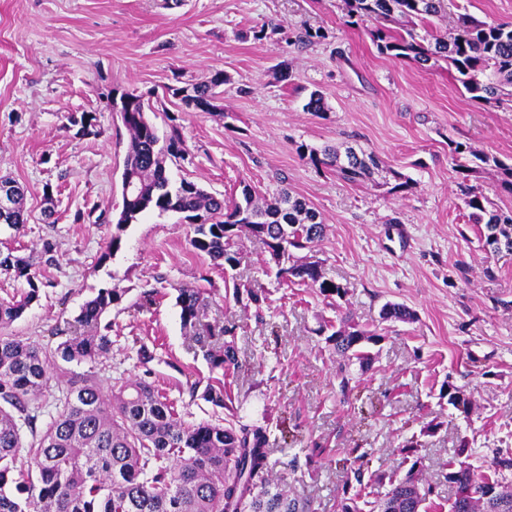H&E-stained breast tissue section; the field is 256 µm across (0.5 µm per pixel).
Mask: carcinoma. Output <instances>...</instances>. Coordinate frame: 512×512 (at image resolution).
Listing matches in <instances>:
<instances>
[{"label":"carcinoma","mask_w":512,"mask_h":512,"mask_svg":"<svg viewBox=\"0 0 512 512\" xmlns=\"http://www.w3.org/2000/svg\"><path fill=\"white\" fill-rule=\"evenodd\" d=\"M345 24H373L372 41L382 54L408 59L425 69L448 62L454 79L470 99L487 104L512 98V27L457 15L447 35L435 22L448 19L452 0H342ZM226 82L220 73L192 85L183 97L186 103L220 109L216 88ZM123 122L130 134L123 175L133 178L135 194L122 199L108 251L120 248V232L141 214L156 210L188 216L200 215L203 224L193 225L190 246L218 266L230 270L240 265L241 238L256 237L268 249L283 282H297L318 290L330 302L341 299L346 289L325 276L322 262L296 252L311 250L325 235L326 225L305 199L286 188L260 204L249 185L241 197L224 206V200L194 181L171 180L166 162L189 154L177 125L159 135L157 127L143 119V99L126 94ZM70 125L82 136L97 134L96 117L70 116ZM317 166L336 168L344 179L374 181L380 160L360 147L344 151L325 146H300ZM457 172L467 178L493 167L512 192V166L492 154L456 142L451 148ZM13 192V207L0 214V224L27 223L23 209L24 188L15 179L0 176V189ZM468 223L477 227L479 241L489 239L512 254V210L488 208L472 193L465 199ZM0 268L25 278L28 290L18 298L0 300V512H314L312 502L288 493L284 479L271 475L279 462L269 448V424H245L234 413L232 390L224 377L238 364L237 351L227 326L209 327V342L201 345L203 357L222 378L206 384L196 382L192 393L214 407L228 411L224 423L183 421L174 405L152 383L138 378H112L105 382L94 370L74 374L63 368L51 371L57 360L98 365L109 358L112 338L102 330V319L122 300L117 288H102L81 307L76 324L59 329L62 338L55 348L20 338L10 326L39 300L38 279L29 259L11 253L0 255ZM181 325L193 330L207 297L198 288H176ZM256 308L268 301L265 290L232 286V297L242 295ZM384 321L410 323L415 313L400 303H385ZM383 339L350 316H341L328 337L341 362L337 372L343 400L357 383L350 367L365 373L372 369L371 348ZM54 396L55 412L44 426H37L44 406L40 400ZM440 398L464 414L470 402L451 383L441 386ZM422 444L415 437L404 442L400 452L413 458L404 476L382 472L365 474L363 466L353 471L354 482L346 484L340 512H425L434 494L421 474V458L414 456ZM471 448L460 440L457 460L448 462V485L453 495L448 512H512V488L476 472L468 462ZM386 485L383 496L366 500V483ZM489 485L498 488L484 497Z\"/></svg>","instance_id":"obj_1"}]
</instances>
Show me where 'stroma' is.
Listing matches in <instances>:
<instances>
[{
  "label": "stroma",
  "instance_id": "stroma-1",
  "mask_svg": "<svg viewBox=\"0 0 512 512\" xmlns=\"http://www.w3.org/2000/svg\"><path fill=\"white\" fill-rule=\"evenodd\" d=\"M341 0H0V174L25 188L28 221L0 224V252L32 258L40 299L11 326L13 334L56 346L66 326L102 288L125 295L106 317L112 355L99 367L155 382L181 418L213 420L190 386L209 367L183 329L175 289L208 295L202 324L234 327L239 368L234 409L247 424L286 417L312 461L287 470L290 491L315 512H339L348 448L362 446L371 469L405 473L399 448L430 420L441 430L418 454L442 512L445 475L460 439L472 464L512 486V254H486L465 221L463 187L512 210L497 170L462 180L449 141L512 164V109L461 93L446 64L426 70L379 53L367 26L346 27ZM318 38L300 43L305 30ZM261 38H254V31ZM223 73L220 111L202 112L168 94ZM323 94L322 114L304 111ZM142 96L159 129L177 119L192 156L170 166L232 199L250 185L259 196L280 188L321 215L325 236L312 250L327 277L347 290L339 308L315 289L287 287L259 239L242 241L238 281L265 289L269 304L244 307L225 295V274L189 244L183 214L151 211L129 224L121 247L105 250L122 208L129 134L113 95ZM93 112L98 133L77 135L67 117ZM352 144L384 163L377 184L352 183L299 154L303 145ZM410 177L404 192L386 187L391 171ZM52 201H45V192ZM53 218H45L46 206ZM55 248L46 264L44 242ZM152 305L139 307L142 292ZM402 303L416 319L385 322L383 304ZM377 329L372 370L359 397L336 390V356L320 327L337 311ZM149 360H141L139 348ZM451 381L473 404L463 415L438 399Z\"/></svg>",
  "mask_w": 512,
  "mask_h": 512
}]
</instances>
